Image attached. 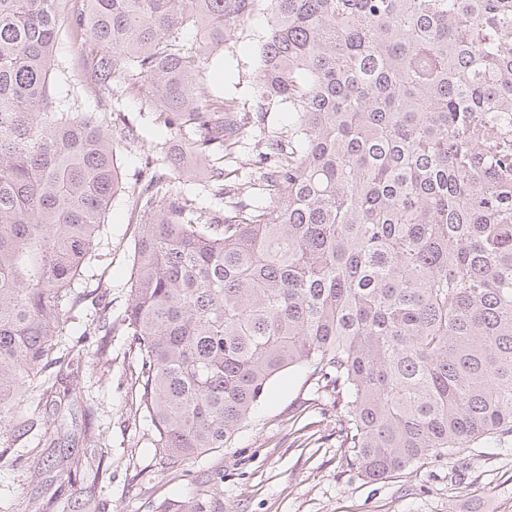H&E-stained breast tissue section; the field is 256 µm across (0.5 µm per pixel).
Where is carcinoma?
I'll list each match as a JSON object with an SVG mask.
<instances>
[{
    "label": "carcinoma",
    "mask_w": 512,
    "mask_h": 512,
    "mask_svg": "<svg viewBox=\"0 0 512 512\" xmlns=\"http://www.w3.org/2000/svg\"><path fill=\"white\" fill-rule=\"evenodd\" d=\"M0 0V435L24 398L77 394L69 323L136 131L63 109L61 32L100 48L112 111L145 97L183 136L171 174L127 192L141 218L127 306L80 336L129 338L132 416L179 470L229 444L293 367L332 399L336 441L383 480L479 442L512 443V0ZM267 19L254 94L288 105L263 201L176 187L244 139L198 94L206 53ZM202 38L187 47L182 29ZM25 458L67 482L109 451ZM212 487L161 512H214Z\"/></svg>",
    "instance_id": "carcinoma-1"
}]
</instances>
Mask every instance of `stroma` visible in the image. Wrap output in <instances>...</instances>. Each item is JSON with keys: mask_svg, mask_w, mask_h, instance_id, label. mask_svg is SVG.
I'll list each match as a JSON object with an SVG mask.
<instances>
[{"mask_svg": "<svg viewBox=\"0 0 512 512\" xmlns=\"http://www.w3.org/2000/svg\"><path fill=\"white\" fill-rule=\"evenodd\" d=\"M266 27L265 17L248 21L245 36L227 42L223 58L203 65L197 80L202 96L232 101L246 119L255 108L257 50ZM91 53V46L66 37L55 49L63 103L82 112L100 111L108 98L103 87L84 77ZM121 111L141 136L136 151L122 155L123 181L130 187L146 175V161L163 167L155 153L160 110L138 98L126 101ZM287 133V106L269 105L264 124L250 126L245 143L222 161L223 182H216L205 164L181 181L180 190L198 205H212L220 184L247 180L267 140ZM138 224L137 212L124 197H116L99 246L100 264L80 283L88 292L106 288L116 316L127 303L129 255ZM124 347V337L113 336L112 363L104 366L91 346H79L82 397L58 407L45 400L36 410L40 421L57 428L62 454H81L88 433L109 448L107 476L98 483L104 512H149L150 505L163 500L188 499L216 475L224 478L217 496L221 512H479L483 507L512 512V447L479 443L460 456L432 458L387 479L369 480L350 461L349 449L337 447L332 409L297 368L273 379L266 399L229 447L204 455L189 471L167 468L154 455L148 424L130 417L138 386ZM87 395L94 398L89 407L83 402ZM35 445L30 435L0 437V452L18 459L14 467L0 469V507L22 490L44 500L56 497V512H82V492L62 483L55 471L36 476L21 463V455Z\"/></svg>", "mask_w": 512, "mask_h": 512, "instance_id": "obj_1", "label": "stroma"}]
</instances>
